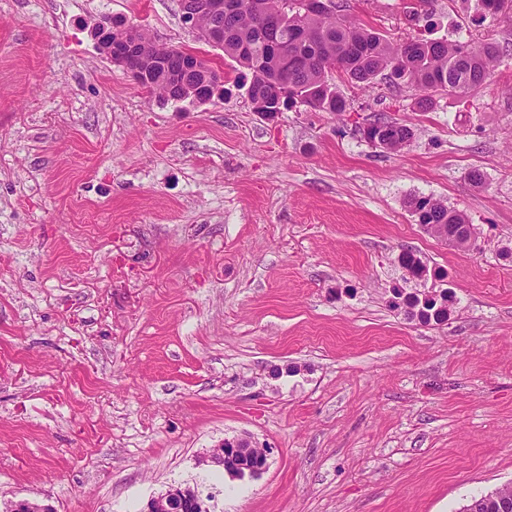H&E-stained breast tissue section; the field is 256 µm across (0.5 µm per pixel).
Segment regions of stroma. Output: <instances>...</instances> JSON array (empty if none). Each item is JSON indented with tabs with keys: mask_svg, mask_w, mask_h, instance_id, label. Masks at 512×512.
Instances as JSON below:
<instances>
[{
	"mask_svg": "<svg viewBox=\"0 0 512 512\" xmlns=\"http://www.w3.org/2000/svg\"><path fill=\"white\" fill-rule=\"evenodd\" d=\"M412 2L348 16L495 40L491 84L418 112L378 79L342 86L346 112L270 118L178 0H0V500L139 512L196 481L213 512H462L512 484V21ZM108 18L203 58L225 93H148L91 39ZM377 114L410 145L367 143ZM418 196L464 212L471 248L424 232ZM398 288L447 291V316ZM243 435L271 448L259 478L196 467ZM423 298L412 294L406 297V306L410 309V312L413 315L415 313V315L419 316V318L425 322H429L431 318L439 320L440 318L445 317L447 312L445 303L448 302L447 291L439 294L438 296L425 295Z\"/></svg>",
	"mask_w": 512,
	"mask_h": 512,
	"instance_id": "obj_1",
	"label": "stroma"
}]
</instances>
